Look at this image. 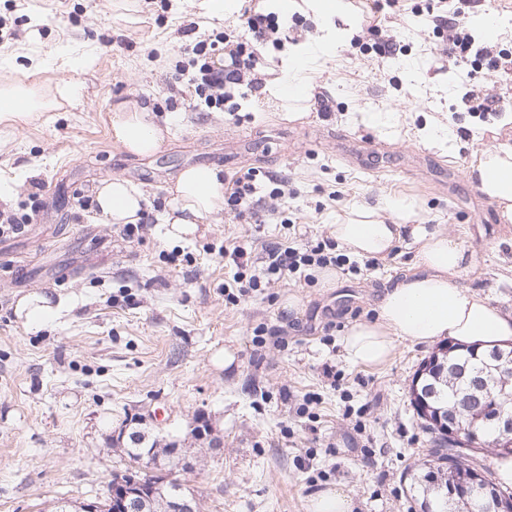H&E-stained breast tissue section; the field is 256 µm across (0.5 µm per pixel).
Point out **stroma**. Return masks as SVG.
<instances>
[{
	"mask_svg": "<svg viewBox=\"0 0 512 512\" xmlns=\"http://www.w3.org/2000/svg\"><path fill=\"white\" fill-rule=\"evenodd\" d=\"M202 0H0V80H19L58 99L27 121L0 122V211L34 219L0 237V512H52L58 500L101 498L127 466L118 432L146 441H184L192 468L174 470L202 512H311V499L346 491L352 512H418L408 474L438 442L410 402L415 375L435 348L397 342L379 367L345 359L340 340L371 318L385 286L411 267L418 246L404 237L374 265L349 254L344 270L262 288L226 301L236 268L222 245L264 256L268 245L317 244L350 207L402 200L414 223L472 248L476 267L461 283L512 312V224L466 177L474 151L512 138V70L485 61L440 66L444 44L421 12L440 0H349L359 20L401 48L380 58L378 36L345 41L320 58L302 119L280 116L258 92L235 97L239 122L189 112L192 88L170 94L164 78L195 24L205 37L244 33L241 15L207 14ZM474 48L512 57V0H454ZM501 28L483 36L480 18ZM280 48L267 73L281 74L289 44L316 29L311 15H279ZM47 60L34 68L32 58ZM495 80L503 100L475 112L468 93ZM78 85L76 96L63 88ZM124 102L149 105L166 130L139 156L113 136L108 115ZM390 112L389 132L354 115ZM455 141L424 139L427 124ZM285 174L293 193L288 224L202 219L194 236L173 239L162 215L188 167ZM119 177L142 193V238L127 240L97 213L94 189ZM32 294L53 315L37 324L17 312ZM292 322L280 348L256 346L257 327ZM232 363H225V354ZM209 433L189 438L197 421Z\"/></svg>",
	"mask_w": 512,
	"mask_h": 512,
	"instance_id": "1",
	"label": "stroma"
}]
</instances>
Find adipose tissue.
Segmentation results:
<instances>
[{
	"instance_id": "ef3b65f1",
	"label": "adipose tissue",
	"mask_w": 512,
	"mask_h": 512,
	"mask_svg": "<svg viewBox=\"0 0 512 512\" xmlns=\"http://www.w3.org/2000/svg\"><path fill=\"white\" fill-rule=\"evenodd\" d=\"M304 2L318 20L317 31L311 40L289 45L284 83L267 86V93L281 99L287 96V86L293 85L299 90V100H307L316 58L335 54L358 26L353 20L348 28H337V17L346 13L344 0ZM52 104V99L23 82L0 84V120L26 118ZM111 125L115 141L134 154L154 153L163 141L149 107L135 102L119 105ZM466 173L481 193L495 200L503 222L512 223V143L498 142L476 152ZM141 200L140 191L117 177L103 181L96 193L108 224L135 223ZM169 205L165 221L173 236L194 234L201 219L224 208V179L219 170L208 166L183 170L171 190ZM401 231L400 224L387 223L360 209L331 227L338 243L366 258L389 254ZM411 233L419 245L413 274L384 290L374 318L356 322L346 331L341 340L346 359L359 365H383L393 358L399 339L413 344L447 340L482 348L511 343L512 313L500 311L459 283L461 275L476 264L473 250L451 235L419 224Z\"/></svg>"
}]
</instances>
